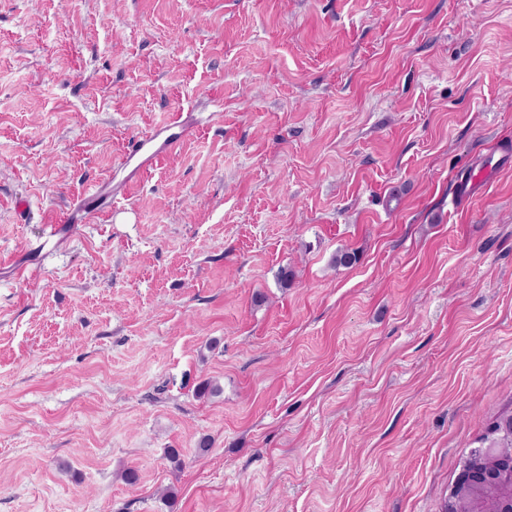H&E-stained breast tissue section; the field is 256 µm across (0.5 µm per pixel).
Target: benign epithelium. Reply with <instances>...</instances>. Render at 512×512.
Here are the masks:
<instances>
[{"mask_svg": "<svg viewBox=\"0 0 512 512\" xmlns=\"http://www.w3.org/2000/svg\"><path fill=\"white\" fill-rule=\"evenodd\" d=\"M501 425V445L478 448L464 462L445 512H512V415Z\"/></svg>", "mask_w": 512, "mask_h": 512, "instance_id": "obj_1", "label": "benign epithelium"}]
</instances>
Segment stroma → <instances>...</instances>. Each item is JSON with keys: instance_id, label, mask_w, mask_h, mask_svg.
<instances>
[{"instance_id": "obj_1", "label": "stroma", "mask_w": 512, "mask_h": 512, "mask_svg": "<svg viewBox=\"0 0 512 512\" xmlns=\"http://www.w3.org/2000/svg\"><path fill=\"white\" fill-rule=\"evenodd\" d=\"M99 183L0 268V512H442L512 410V0H0V258ZM182 117V112H175L171 119L162 126L134 137L129 142L123 164H127L132 159L139 161L131 172V178L135 177L141 169L152 166L162 153L175 146L185 137L186 127ZM156 144L158 146L153 150L152 148ZM104 185H96L93 189L83 193L73 204L70 214L66 218L64 224H45L42 226L41 239L47 242L53 238H64L72 232V228L66 231V224H78L83 222L89 215L94 214L98 209L106 203L110 198V194L106 192ZM44 242L33 247V251L43 250Z\"/></svg>"}]
</instances>
